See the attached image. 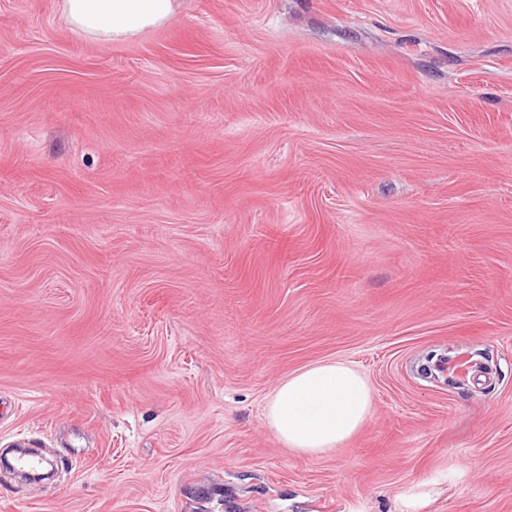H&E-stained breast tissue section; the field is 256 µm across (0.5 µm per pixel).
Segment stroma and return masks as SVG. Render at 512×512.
Here are the masks:
<instances>
[{"label":"stroma","instance_id":"35a3bbf8","mask_svg":"<svg viewBox=\"0 0 512 512\" xmlns=\"http://www.w3.org/2000/svg\"><path fill=\"white\" fill-rule=\"evenodd\" d=\"M0 0V512H512V0ZM345 361L309 458L265 401ZM69 30L101 43L128 42L169 23L178 0H56ZM372 411L367 378L346 362L326 360L282 379L266 401L264 419L293 453L316 458L360 432Z\"/></svg>","mask_w":512,"mask_h":512}]
</instances>
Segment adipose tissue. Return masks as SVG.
I'll use <instances>...</instances> for the list:
<instances>
[{
    "mask_svg": "<svg viewBox=\"0 0 512 512\" xmlns=\"http://www.w3.org/2000/svg\"><path fill=\"white\" fill-rule=\"evenodd\" d=\"M178 0H56L74 34L101 43L128 42L169 23ZM373 411L367 378L343 361H320L282 379L266 401L264 419L293 453L327 455L354 437Z\"/></svg>",
    "mask_w": 512,
    "mask_h": 512,
    "instance_id": "adipose-tissue-1",
    "label": "adipose tissue"
}]
</instances>
